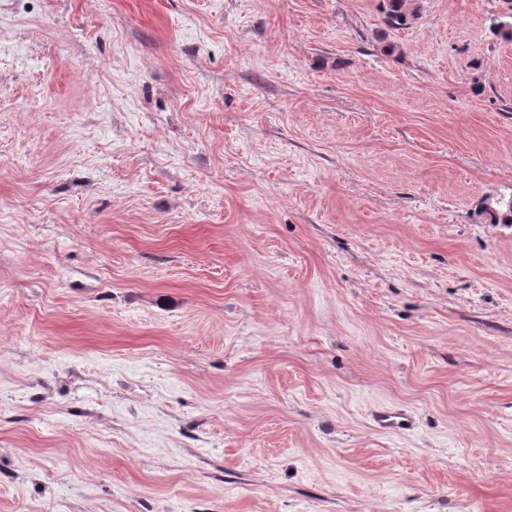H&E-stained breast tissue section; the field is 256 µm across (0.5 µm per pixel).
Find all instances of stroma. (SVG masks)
I'll list each match as a JSON object with an SVG mask.
<instances>
[{"label":"stroma","instance_id":"1","mask_svg":"<svg viewBox=\"0 0 512 512\" xmlns=\"http://www.w3.org/2000/svg\"><path fill=\"white\" fill-rule=\"evenodd\" d=\"M416 2L0 0V512H512V0ZM410 0H385L384 12L390 27L401 28L410 24V18L416 16V8L409 9ZM372 421L380 429L395 432L410 430L415 425L413 416L402 409L376 411L372 415Z\"/></svg>","mask_w":512,"mask_h":512}]
</instances>
